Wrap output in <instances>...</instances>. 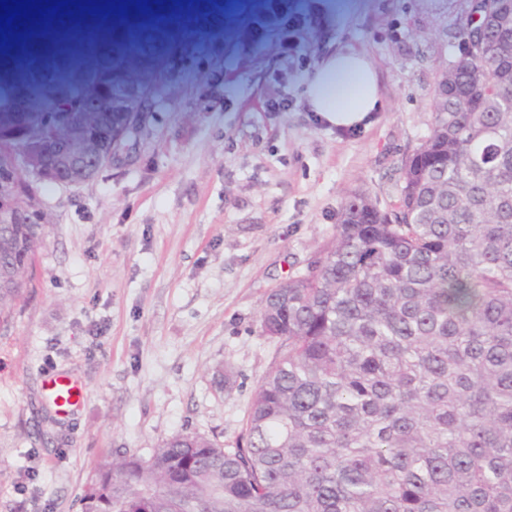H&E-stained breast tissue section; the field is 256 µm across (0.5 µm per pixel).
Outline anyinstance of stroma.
Segmentation results:
<instances>
[{
  "instance_id": "obj_1",
  "label": "stroma",
  "mask_w": 512,
  "mask_h": 512,
  "mask_svg": "<svg viewBox=\"0 0 512 512\" xmlns=\"http://www.w3.org/2000/svg\"><path fill=\"white\" fill-rule=\"evenodd\" d=\"M463 4L259 0L182 27L169 50L146 41L59 91L0 98L15 115L146 107L111 168L32 184L50 231L0 322V512H80L100 460L149 457L178 433L235 447L277 351L260 332L265 297L332 240L346 196L395 203ZM345 50L372 61L382 101L355 131L320 121L305 94ZM53 375L85 390L69 415L46 391Z\"/></svg>"
}]
</instances>
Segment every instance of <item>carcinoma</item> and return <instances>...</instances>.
I'll return each instance as SVG.
<instances>
[{"instance_id":"cac0c4a2","label":"carcinoma","mask_w":512,"mask_h":512,"mask_svg":"<svg viewBox=\"0 0 512 512\" xmlns=\"http://www.w3.org/2000/svg\"><path fill=\"white\" fill-rule=\"evenodd\" d=\"M501 0H465L458 38L485 63L438 78L428 137L402 160L396 220L345 198L334 240L265 298L278 345L234 448L174 435L147 459H105L82 512H512V25ZM8 31L0 93L42 81L32 60L67 45L69 17ZM173 0L146 26L169 33ZM84 43L112 52L104 10ZM472 108L462 112L458 101ZM18 158L0 148V177ZM0 225V317L49 225Z\"/></svg>"}]
</instances>
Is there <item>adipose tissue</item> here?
Segmentation results:
<instances>
[{
	"label": "adipose tissue",
	"mask_w": 512,
	"mask_h": 512,
	"mask_svg": "<svg viewBox=\"0 0 512 512\" xmlns=\"http://www.w3.org/2000/svg\"><path fill=\"white\" fill-rule=\"evenodd\" d=\"M307 99L320 118L342 130L367 127L381 107L372 63L351 50L327 59L311 80Z\"/></svg>",
	"instance_id": "obj_1"
}]
</instances>
